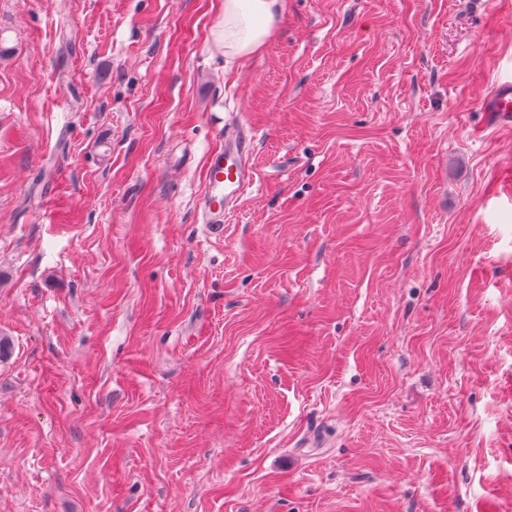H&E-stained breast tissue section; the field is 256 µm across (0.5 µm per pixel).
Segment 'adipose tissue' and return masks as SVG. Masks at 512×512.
Here are the masks:
<instances>
[{"instance_id":"adipose-tissue-1","label":"adipose tissue","mask_w":512,"mask_h":512,"mask_svg":"<svg viewBox=\"0 0 512 512\" xmlns=\"http://www.w3.org/2000/svg\"><path fill=\"white\" fill-rule=\"evenodd\" d=\"M283 0H224L215 40L226 56L246 60L265 45Z\"/></svg>"}]
</instances>
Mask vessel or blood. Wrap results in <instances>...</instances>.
<instances>
[{
    "label": "vessel or blood",
    "instance_id": "1",
    "mask_svg": "<svg viewBox=\"0 0 512 512\" xmlns=\"http://www.w3.org/2000/svg\"><path fill=\"white\" fill-rule=\"evenodd\" d=\"M484 109L495 124L512 123V78L500 81L487 98ZM254 140L250 132H225L224 148L211 155L201 208L204 223L220 225L224 216L253 183L249 166Z\"/></svg>",
    "mask_w": 512,
    "mask_h": 512
}]
</instances>
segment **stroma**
Returning a JSON list of instances; mask_svg holds the SVG:
<instances>
[{"label":"stroma","mask_w":512,"mask_h":512,"mask_svg":"<svg viewBox=\"0 0 512 512\" xmlns=\"http://www.w3.org/2000/svg\"><path fill=\"white\" fill-rule=\"evenodd\" d=\"M222 8L0 0V512H512V0ZM282 11L283 0H224L216 43L224 55L247 60L264 47ZM493 124L512 123V78L500 81L484 106ZM253 136L245 130L224 133V150L210 156L200 208L205 224L220 225L253 183L249 159Z\"/></svg>","instance_id":"obj_1"}]
</instances>
